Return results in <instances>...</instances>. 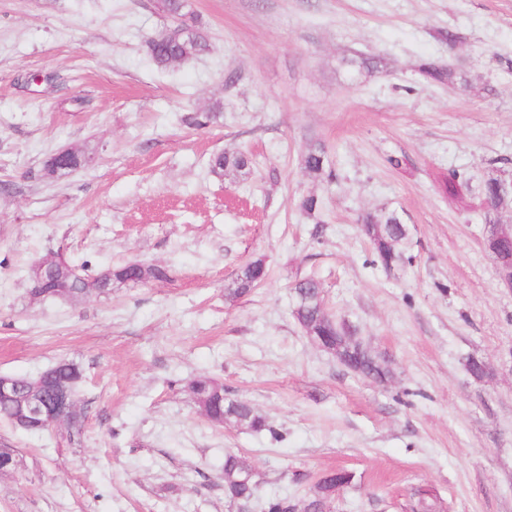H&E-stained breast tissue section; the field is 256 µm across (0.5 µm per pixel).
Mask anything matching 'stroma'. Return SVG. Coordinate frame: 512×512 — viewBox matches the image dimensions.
Wrapping results in <instances>:
<instances>
[{
    "mask_svg": "<svg viewBox=\"0 0 512 512\" xmlns=\"http://www.w3.org/2000/svg\"><path fill=\"white\" fill-rule=\"evenodd\" d=\"M186 10L208 49L160 68L146 41L169 20L155 0H0V374L86 370L81 434L0 420V446L25 462L0 476V512H231L228 451L249 457L264 498L303 501L344 469L354 482L333 512H410L418 488L444 512H512V290L483 246L480 193L488 176L512 178V0ZM428 59L450 63L455 85L426 82ZM214 109L207 128L182 121ZM317 146L331 177L304 168ZM68 148L87 165L48 175ZM222 152L247 154L248 173H211ZM452 170L461 204L440 187ZM384 208L409 228L412 262L391 272L360 230ZM53 253L170 273L106 298L32 302L27 272ZM257 259L266 280L229 300ZM304 276L388 361V382L305 335L291 314ZM471 357L491 374L472 377ZM201 376L282 441L209 423L186 388Z\"/></svg>",
    "mask_w": 512,
    "mask_h": 512,
    "instance_id": "stroma-1",
    "label": "stroma"
}]
</instances>
